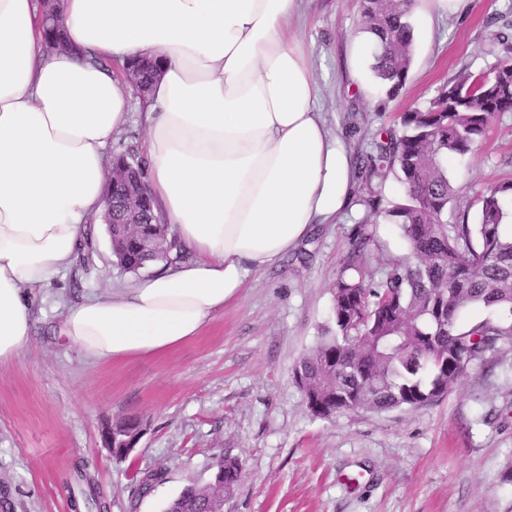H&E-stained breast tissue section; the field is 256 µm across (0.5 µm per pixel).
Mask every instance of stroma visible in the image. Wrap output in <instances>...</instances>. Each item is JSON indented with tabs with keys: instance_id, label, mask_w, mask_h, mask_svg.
<instances>
[{
	"instance_id": "stroma-1",
	"label": "stroma",
	"mask_w": 512,
	"mask_h": 512,
	"mask_svg": "<svg viewBox=\"0 0 512 512\" xmlns=\"http://www.w3.org/2000/svg\"><path fill=\"white\" fill-rule=\"evenodd\" d=\"M357 0H304L295 27L330 129L351 154L421 107L461 69L479 72L512 43V0H422L406 87L386 98L370 69L356 91L347 65L358 33ZM449 220L476 195L512 180V114L448 164ZM352 199L328 224L245 287L195 338L154 357L109 362L62 345L68 305L135 281L116 263L104 223L91 221L73 262L33 289L31 346L0 369V512H72L64 482L87 464L105 512H163L189 482L207 483L216 457L237 458L242 477L224 512H512V351L470 365L439 401L416 410L313 416L294 382L296 361L331 321L332 285L354 225ZM130 416L143 437L116 459L102 431ZM160 473L142 489L141 480Z\"/></svg>"
}]
</instances>
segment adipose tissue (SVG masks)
<instances>
[{
  "mask_svg": "<svg viewBox=\"0 0 512 512\" xmlns=\"http://www.w3.org/2000/svg\"><path fill=\"white\" fill-rule=\"evenodd\" d=\"M302 0H63L47 53L37 0H0V367L31 344L26 291L65 269L104 209L126 82L90 57L158 58L145 180L191 254L68 308L66 347L108 361L197 336L250 272L349 204L351 156L318 104L292 30Z\"/></svg>",
  "mask_w": 512,
  "mask_h": 512,
  "instance_id": "ef3b65f1",
  "label": "adipose tissue"
}]
</instances>
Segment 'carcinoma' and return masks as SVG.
Segmentation results:
<instances>
[{"label":"carcinoma","instance_id":"obj_1","mask_svg":"<svg viewBox=\"0 0 512 512\" xmlns=\"http://www.w3.org/2000/svg\"><path fill=\"white\" fill-rule=\"evenodd\" d=\"M414 0H359L361 30L375 37L371 65L389 99L406 87L415 51ZM512 113V58L489 68L461 70L424 108L404 112L391 129L357 156L361 202L368 217H382L401 231L406 254L391 256L380 278L365 272L364 258L379 248L368 224L351 230L350 255L333 285L332 322L296 362L293 375L310 412L331 419L348 411L382 413L418 409L439 400L469 365L486 363L512 347V182L482 190L476 197L478 223L467 216L448 223L455 189L448 159L469 153L489 126ZM112 160L144 174L130 147ZM398 171L405 200L383 205V182ZM153 212L143 223L112 225V255L128 272L149 263L184 258L174 240L148 252L142 247ZM481 306L489 313L462 327V311ZM224 489L241 478L237 460L223 459ZM79 495L74 509L102 512L85 464L73 468ZM216 494L186 485L166 512H212Z\"/></svg>","mask_w":512,"mask_h":512}]
</instances>
